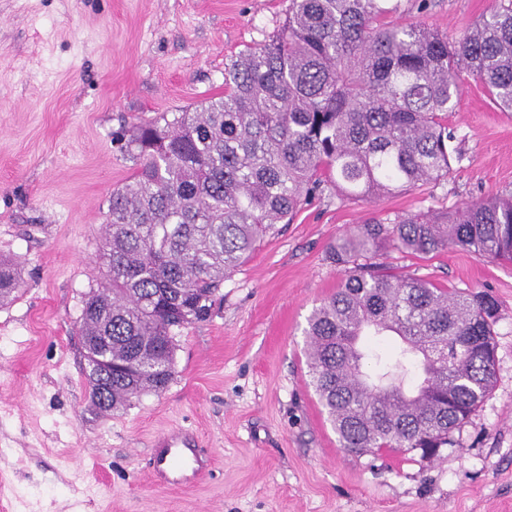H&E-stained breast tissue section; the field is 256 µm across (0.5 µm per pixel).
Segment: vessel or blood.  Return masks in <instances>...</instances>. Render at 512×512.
I'll return each mask as SVG.
<instances>
[{"label":"vessel or blood","instance_id":"b4317fda","mask_svg":"<svg viewBox=\"0 0 512 512\" xmlns=\"http://www.w3.org/2000/svg\"><path fill=\"white\" fill-rule=\"evenodd\" d=\"M150 462L155 478L170 486L195 480L207 467L198 438L182 429H171L154 437Z\"/></svg>","mask_w":512,"mask_h":512}]
</instances>
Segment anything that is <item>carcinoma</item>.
<instances>
[{"instance_id":"carcinoma-1","label":"carcinoma","mask_w":512,"mask_h":512,"mask_svg":"<svg viewBox=\"0 0 512 512\" xmlns=\"http://www.w3.org/2000/svg\"><path fill=\"white\" fill-rule=\"evenodd\" d=\"M398 11L397 0H289L279 31L224 70L223 95L136 128L126 144L135 169L108 199L100 284L80 318L99 408L163 392L180 330L210 319L224 279L322 185L371 203L447 178L463 159L448 127L462 76L512 110V0L457 39L392 20ZM449 247L512 260V193L369 220L331 247L343 278L308 319L307 365L346 450L448 446L492 389L493 298L378 262L389 248ZM20 287L19 268L0 258V300ZM366 336L400 340L373 374ZM412 367L421 382L409 392Z\"/></svg>"}]
</instances>
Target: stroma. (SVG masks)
Segmentation results:
<instances>
[{
  "mask_svg": "<svg viewBox=\"0 0 512 512\" xmlns=\"http://www.w3.org/2000/svg\"><path fill=\"white\" fill-rule=\"evenodd\" d=\"M401 0L458 36L495 0ZM288 0H0V256L24 283L0 304V512H512V262L388 250L401 276L498 305L495 383L437 455L356 454L310 385L304 330L342 279L328 251L370 218L442 211L512 190V111L464 77L448 178L369 203L324 187L182 329L162 393L102 412L78 335L108 198L135 165L121 136L224 92ZM196 430L214 459L186 488L152 483L149 442Z\"/></svg>",
  "mask_w": 512,
  "mask_h": 512,
  "instance_id": "1",
  "label": "stroma"
}]
</instances>
